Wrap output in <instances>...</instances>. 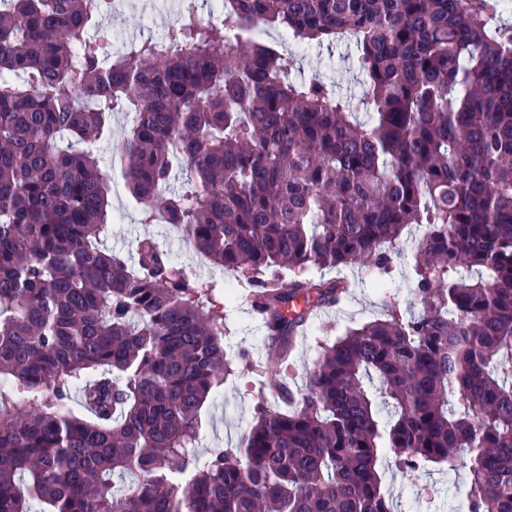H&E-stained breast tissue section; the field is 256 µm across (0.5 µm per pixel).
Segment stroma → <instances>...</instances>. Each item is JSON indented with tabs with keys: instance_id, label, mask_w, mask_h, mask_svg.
<instances>
[{
	"instance_id": "1",
	"label": "stroma",
	"mask_w": 512,
	"mask_h": 512,
	"mask_svg": "<svg viewBox=\"0 0 512 512\" xmlns=\"http://www.w3.org/2000/svg\"><path fill=\"white\" fill-rule=\"evenodd\" d=\"M174 19L173 13L148 4L147 0H136L129 6L119 5L103 19L102 27L114 38L137 35L156 39L164 34ZM354 55L355 44L346 39L331 45L306 48L300 54L298 75L302 78L314 75L332 77L344 92L357 93L360 86L351 67ZM110 202L113 211L125 214L123 222L112 226V237L108 242L110 248L129 254L136 239L150 236L169 250L175 261L195 269L205 281L218 286L228 285L231 280L229 274L210 263L200 262L198 255L167 225L141 223L139 208L127 195L125 178L119 169L112 174ZM413 247L412 240L403 241L395 260L394 278L383 287L376 285L374 275L368 270H338V277L348 279L353 288L340 307L320 314L299 342L292 360L295 386H304L306 374L320 353V343L333 342L348 330L382 316L389 308L400 310L406 317L419 312L411 279ZM264 336L261 324L248 307L238 303L225 305L224 345L230 354L243 352L249 357H256ZM267 401L251 373L226 379L223 387L203 407L201 452L235 447L257 407ZM467 481V471L460 467L447 472H422L415 478L390 469L383 483L393 497L397 512H464Z\"/></svg>"
}]
</instances>
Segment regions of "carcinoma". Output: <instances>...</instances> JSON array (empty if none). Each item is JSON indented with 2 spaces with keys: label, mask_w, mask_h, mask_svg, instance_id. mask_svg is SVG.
<instances>
[{
  "label": "carcinoma",
  "mask_w": 512,
  "mask_h": 512,
  "mask_svg": "<svg viewBox=\"0 0 512 512\" xmlns=\"http://www.w3.org/2000/svg\"><path fill=\"white\" fill-rule=\"evenodd\" d=\"M112 55L108 0H0V512H394L385 465L468 469L467 512H512V26L498 0H223ZM288 35V46L236 31ZM355 42V99L292 47ZM82 63L74 64L75 57ZM141 223L243 272L260 361L224 351V295L151 237L112 236V114ZM412 253L393 308L286 371L342 278ZM263 379L236 447L201 410ZM86 409L66 408L73 389ZM126 122L131 123L135 120L134 115L125 116ZM126 122L124 114L117 112L112 117V139L102 144L103 155L108 159L111 154L115 153L123 140V134Z\"/></svg>",
  "instance_id": "cac0c4a2"
}]
</instances>
